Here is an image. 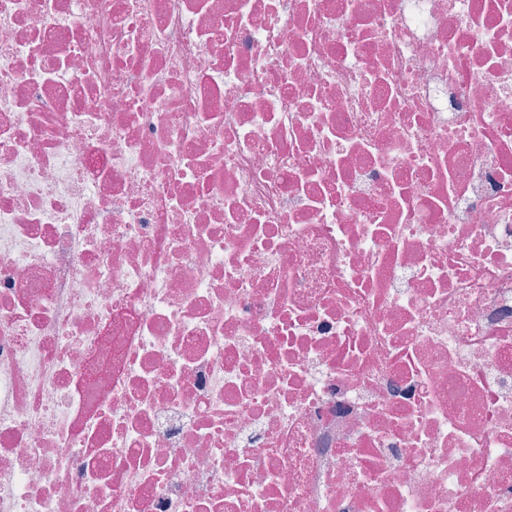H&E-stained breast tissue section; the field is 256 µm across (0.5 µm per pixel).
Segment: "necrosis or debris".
<instances>
[{"label":"necrosis or debris","mask_w":512,"mask_h":512,"mask_svg":"<svg viewBox=\"0 0 512 512\" xmlns=\"http://www.w3.org/2000/svg\"><path fill=\"white\" fill-rule=\"evenodd\" d=\"M0 512H512V0H0Z\"/></svg>","instance_id":"obj_1"}]
</instances>
